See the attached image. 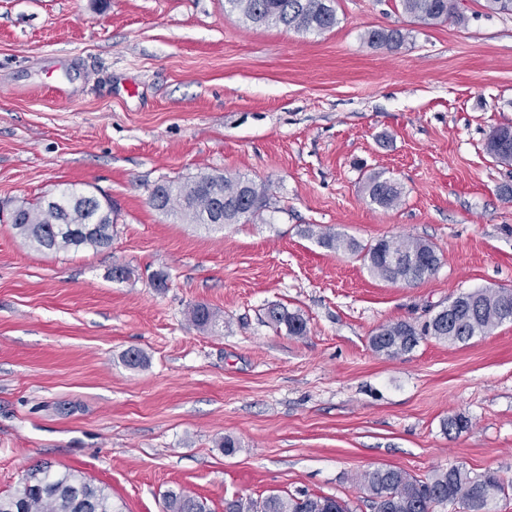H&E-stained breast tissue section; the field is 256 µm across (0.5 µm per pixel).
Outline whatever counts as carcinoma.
<instances>
[{
    "label": "carcinoma",
    "mask_w": 512,
    "mask_h": 512,
    "mask_svg": "<svg viewBox=\"0 0 512 512\" xmlns=\"http://www.w3.org/2000/svg\"><path fill=\"white\" fill-rule=\"evenodd\" d=\"M403 12L423 23L435 24L450 18L465 22L457 0H400ZM224 8L254 26L282 27L298 33L322 34L338 24L336 0H224ZM403 30L369 29L364 41L373 48L395 51L406 41ZM486 154L496 163L512 165V125H500L486 139ZM370 203L391 209L399 205L402 188L381 173L364 180ZM69 185L35 203L21 202L11 212L14 229L32 246L44 249L95 250L112 240V203L85 197L86 190L68 194ZM163 205L159 210L175 212L185 224L212 226L216 217L226 224L247 222L267 206L265 188L241 175L202 174L186 181L162 184ZM318 243L337 251L361 254L370 272L383 280L413 283L432 275L440 264L435 249L420 239L381 238L361 245L340 233L325 230ZM269 320L285 327L290 336H304L307 323L298 313L281 305L267 311ZM512 319V289H481L461 293L448 306L421 325L396 322L379 328L370 338L377 353L397 357L410 352L428 337L450 344L465 343L487 334ZM189 321L198 328L216 326V316L204 303L189 310ZM29 487L2 497L0 512H113L112 496L82 473L57 470L47 462L27 476ZM357 482L368 493L373 512H434L440 505L454 503L463 512H492L494 498L505 495L507 485L494 473L471 477L459 467L440 470L421 480L393 467L367 470ZM166 512H204V505L181 491L165 498ZM224 512H350L348 504L330 496L302 494L288 499L269 496L261 501L232 499Z\"/></svg>",
    "instance_id": "carcinoma-1"
}]
</instances>
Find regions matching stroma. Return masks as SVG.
<instances>
[{
  "mask_svg": "<svg viewBox=\"0 0 512 512\" xmlns=\"http://www.w3.org/2000/svg\"><path fill=\"white\" fill-rule=\"evenodd\" d=\"M484 3L426 25L399 0H336L335 28L299 34L224 0H0V495L43 462L105 487L114 512H164L171 490L209 512L302 491L371 512L356 477L386 467L512 483V321L393 358L370 345L512 288V168L484 151L512 124V15ZM371 28L409 37L388 52ZM370 172L399 206L369 202ZM202 173L265 185L266 208L205 230L151 206L155 185ZM63 183L111 199L109 247L17 235L10 209ZM326 229L420 239L441 264L391 283L319 245ZM197 303L218 329L189 322ZM274 304L306 335L270 324ZM364 188L371 204L383 209L397 207L401 201L402 188L398 182L382 173H370L364 180Z\"/></svg>",
  "mask_w": 512,
  "mask_h": 512,
  "instance_id": "stroma-1",
  "label": "stroma"
}]
</instances>
